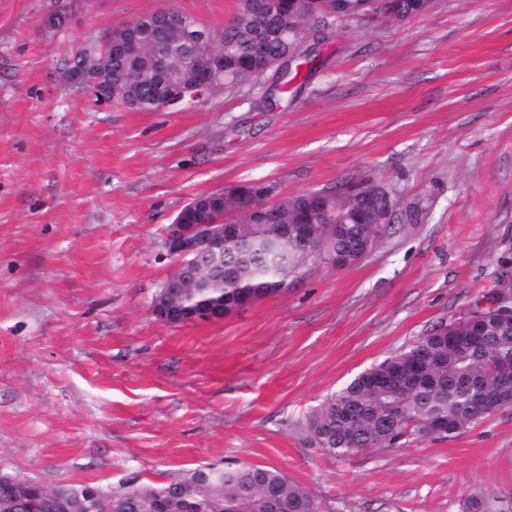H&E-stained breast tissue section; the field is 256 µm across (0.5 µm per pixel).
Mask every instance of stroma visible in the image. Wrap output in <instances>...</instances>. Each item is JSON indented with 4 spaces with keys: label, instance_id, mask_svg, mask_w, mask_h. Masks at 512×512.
Returning a JSON list of instances; mask_svg holds the SVG:
<instances>
[{
    "label": "stroma",
    "instance_id": "obj_1",
    "mask_svg": "<svg viewBox=\"0 0 512 512\" xmlns=\"http://www.w3.org/2000/svg\"><path fill=\"white\" fill-rule=\"evenodd\" d=\"M72 6L63 30L41 18ZM221 30L239 0H0V473L123 493L174 471L259 464L323 512H459L512 500V405L451 438L347 456L299 424L434 324L512 298V0H428L341 23L276 108L274 81L138 112L64 86L90 31L163 6ZM367 175L396 203L358 262L177 326L152 301L195 194L275 198ZM499 502L495 497L483 491H473L464 499L462 512H501L502 509L496 510V503Z\"/></svg>",
    "mask_w": 512,
    "mask_h": 512
}]
</instances>
